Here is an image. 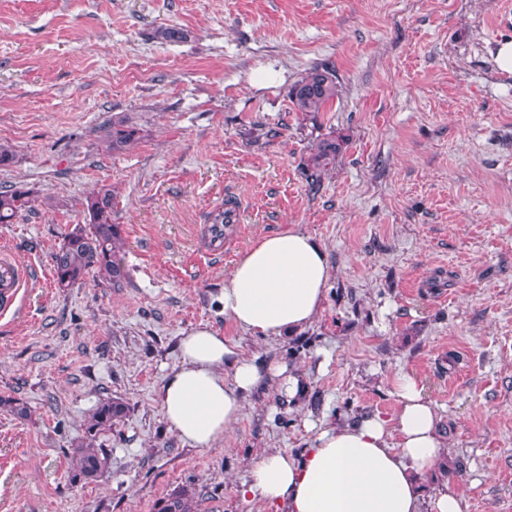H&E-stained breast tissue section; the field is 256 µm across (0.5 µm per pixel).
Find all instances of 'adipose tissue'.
<instances>
[{
  "label": "adipose tissue",
  "mask_w": 512,
  "mask_h": 512,
  "mask_svg": "<svg viewBox=\"0 0 512 512\" xmlns=\"http://www.w3.org/2000/svg\"><path fill=\"white\" fill-rule=\"evenodd\" d=\"M329 277L325 249L291 228L260 236L244 250L220 304L236 327L278 338L313 323ZM271 383L292 401L306 390L300 373L261 367L238 341L201 326L180 340V362L166 376L160 411L183 442L208 448L231 433L244 397ZM394 391L399 407L391 417L372 413L330 426L298 456L264 452L240 486L242 497L262 501L270 512H462L458 495L442 488L427 502L418 485L446 454L435 405L413 375L399 373Z\"/></svg>",
  "instance_id": "ef3b65f1"
}]
</instances>
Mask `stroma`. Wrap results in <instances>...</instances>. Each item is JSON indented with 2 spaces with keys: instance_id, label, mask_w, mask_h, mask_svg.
<instances>
[{
  "instance_id": "obj_1",
  "label": "stroma",
  "mask_w": 512,
  "mask_h": 512,
  "mask_svg": "<svg viewBox=\"0 0 512 512\" xmlns=\"http://www.w3.org/2000/svg\"><path fill=\"white\" fill-rule=\"evenodd\" d=\"M504 0H0V187L34 211L0 224V249L33 268L0 313V512H155L175 488L198 512H267L239 488L268 448L301 454L323 429L393 415L394 380L416 375L464 475L440 483L463 512H512V24ZM176 25L187 41L160 43ZM336 74L326 111H295L312 67ZM124 116L138 139L107 152ZM344 145L319 188L312 146ZM114 196L128 278L60 290L52 255ZM234 197L224 257L198 255L214 206ZM295 227L331 266L324 309L271 340L236 328L218 298L239 254ZM207 325L246 356L302 372L306 396L245 399L232 435L184 443L160 412L180 336ZM128 410L99 435L111 467L75 480L71 454L101 399Z\"/></svg>"
}]
</instances>
